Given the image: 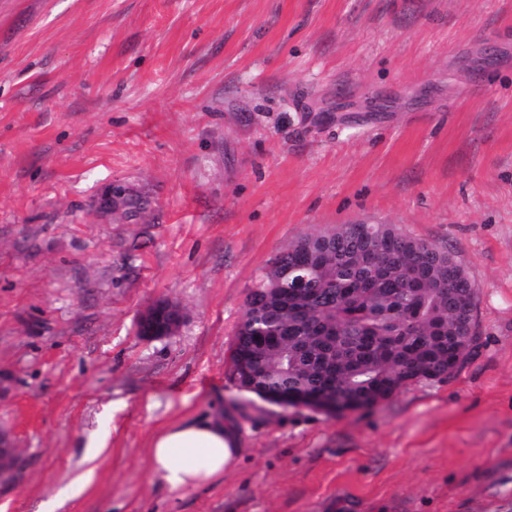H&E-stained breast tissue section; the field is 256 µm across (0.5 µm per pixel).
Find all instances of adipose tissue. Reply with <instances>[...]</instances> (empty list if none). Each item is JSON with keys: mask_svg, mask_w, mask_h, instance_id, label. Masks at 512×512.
<instances>
[{"mask_svg": "<svg viewBox=\"0 0 512 512\" xmlns=\"http://www.w3.org/2000/svg\"><path fill=\"white\" fill-rule=\"evenodd\" d=\"M242 453L236 427L220 416L172 420L154 431L147 449L156 478L172 492L210 485Z\"/></svg>", "mask_w": 512, "mask_h": 512, "instance_id": "ef3b65f1", "label": "adipose tissue"}]
</instances>
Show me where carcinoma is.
I'll return each instance as SVG.
<instances>
[{"instance_id": "cac0c4a2", "label": "carcinoma", "mask_w": 512, "mask_h": 512, "mask_svg": "<svg viewBox=\"0 0 512 512\" xmlns=\"http://www.w3.org/2000/svg\"><path fill=\"white\" fill-rule=\"evenodd\" d=\"M476 307L477 288L452 252L392 224L307 234L263 267L230 377L269 402L373 407L450 375L475 339Z\"/></svg>"}]
</instances>
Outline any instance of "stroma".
Returning a JSON list of instances; mask_svg holds the SVG:
<instances>
[{
  "label": "stroma",
  "instance_id": "35a3bbf8",
  "mask_svg": "<svg viewBox=\"0 0 512 512\" xmlns=\"http://www.w3.org/2000/svg\"><path fill=\"white\" fill-rule=\"evenodd\" d=\"M340 224L451 251L477 339L377 406L285 410L231 380L235 331ZM158 298L185 318L147 339ZM217 412L239 464L159 486L152 432ZM0 429V512H512V0H0ZM162 302V303H160ZM169 313L167 323L158 328L156 320L162 309ZM184 320L183 308L172 300H155L138 318V332L145 337H162L175 334L181 327ZM21 463L19 448L11 443L8 436L0 432V483L14 480Z\"/></svg>",
  "mask_w": 512,
  "mask_h": 512
}]
</instances>
